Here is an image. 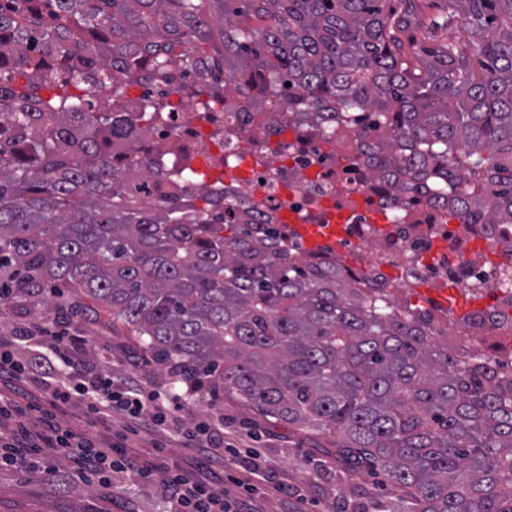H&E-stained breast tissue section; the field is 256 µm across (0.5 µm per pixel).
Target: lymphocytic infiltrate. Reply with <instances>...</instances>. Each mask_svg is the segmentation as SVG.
<instances>
[{"label":"lymphocytic infiltrate","instance_id":"1","mask_svg":"<svg viewBox=\"0 0 512 512\" xmlns=\"http://www.w3.org/2000/svg\"><path fill=\"white\" fill-rule=\"evenodd\" d=\"M26 337L32 341V348L20 356L0 351V369L9 368L20 381L51 384V400L86 405L98 422L108 425L116 414L135 419L148 412L155 425L165 428L173 422L175 411L183 406L182 400L165 387L118 383L107 364L89 380L71 382L65 367L71 354L86 347V337L65 329L51 331L41 326L29 329ZM8 405V398L0 395L1 463L32 471L47 454L71 449L84 472L103 475L115 469L135 468L142 475L157 476L170 493L167 512H240L236 501L216 496L207 480L150 464H138L129 456L123 441L101 443L91 434L58 427L50 412L42 414L43 432L36 440H28L25 431L11 428L6 422Z\"/></svg>","mask_w":512,"mask_h":512}]
</instances>
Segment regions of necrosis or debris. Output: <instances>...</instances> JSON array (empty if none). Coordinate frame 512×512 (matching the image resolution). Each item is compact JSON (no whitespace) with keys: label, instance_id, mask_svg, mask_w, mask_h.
<instances>
[{"label":"necrosis or debris","instance_id":"1","mask_svg":"<svg viewBox=\"0 0 512 512\" xmlns=\"http://www.w3.org/2000/svg\"><path fill=\"white\" fill-rule=\"evenodd\" d=\"M169 100L175 123L153 130L151 141L173 144L175 160L200 162L241 210L268 221L288 210L303 224H330L337 211H348L347 245L327 247L326 256L338 260L351 248L358 264L395 295L417 283L480 294L458 335H512V323L502 321L512 315L511 225L449 223L424 191L406 209L391 192L369 189L362 165H337L320 138L254 122L244 96L211 107L175 91Z\"/></svg>","mask_w":512,"mask_h":512}]
</instances>
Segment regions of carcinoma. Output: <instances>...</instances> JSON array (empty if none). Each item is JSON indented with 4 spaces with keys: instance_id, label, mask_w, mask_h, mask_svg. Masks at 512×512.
<instances>
[{
    "instance_id": "carcinoma-1",
    "label": "carcinoma",
    "mask_w": 512,
    "mask_h": 512,
    "mask_svg": "<svg viewBox=\"0 0 512 512\" xmlns=\"http://www.w3.org/2000/svg\"><path fill=\"white\" fill-rule=\"evenodd\" d=\"M431 6L469 44L416 51ZM144 76L351 129L404 204L429 187L464 224L512 225V0H0V302L57 288L56 314L128 329L174 381L331 437L354 495L377 467L407 512H512L502 346L449 352L428 311L164 171L168 103L114 111Z\"/></svg>"
}]
</instances>
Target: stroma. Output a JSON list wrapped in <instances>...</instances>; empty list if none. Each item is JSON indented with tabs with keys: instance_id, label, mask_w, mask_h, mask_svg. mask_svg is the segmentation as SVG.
Listing matches in <instances>:
<instances>
[{
	"instance_id": "35a3bbf8",
	"label": "stroma",
	"mask_w": 512,
	"mask_h": 512,
	"mask_svg": "<svg viewBox=\"0 0 512 512\" xmlns=\"http://www.w3.org/2000/svg\"><path fill=\"white\" fill-rule=\"evenodd\" d=\"M37 315L91 337L88 352L72 359L69 371L73 377H87L101 364L111 365L116 377L127 376L129 360L140 354L128 331L113 332L85 313L75 318L40 314L27 303L0 306V338L12 339L16 329ZM213 413L223 414L226 430L236 436L238 468L272 467L279 478L299 487L304 512H339L349 489L337 480L334 465L320 463L328 437L288 429L228 391L214 401L191 402L177 412L176 420L188 426ZM125 435L131 455L139 460L187 472L197 471L201 463L200 450L187 446L173 432L131 422ZM356 482L364 492L361 502L368 512H404L405 503L391 494L382 476L364 471ZM164 496L156 478H143L132 470L114 472L108 484L88 476L72 488L48 484L36 473L0 470V512H163Z\"/></svg>"
}]
</instances>
